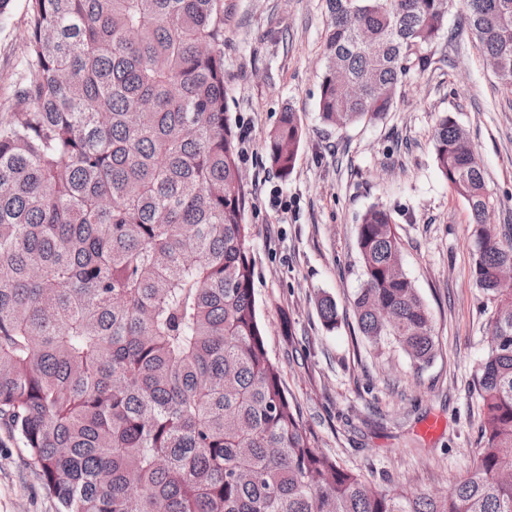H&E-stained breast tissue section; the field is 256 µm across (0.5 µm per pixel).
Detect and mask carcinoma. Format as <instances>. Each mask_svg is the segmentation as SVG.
Segmentation results:
<instances>
[{
  "label": "carcinoma",
  "mask_w": 512,
  "mask_h": 512,
  "mask_svg": "<svg viewBox=\"0 0 512 512\" xmlns=\"http://www.w3.org/2000/svg\"><path fill=\"white\" fill-rule=\"evenodd\" d=\"M512 92V0H461ZM456 0H326L319 118L389 112ZM224 0H29L0 113V420L62 512H512V236L449 113L434 160L471 215V275L495 301L477 364L480 447L445 493L377 488L316 448L258 319L238 134L226 112ZM282 113L267 159L294 169ZM359 330L422 367L429 311L390 213L358 225ZM318 306L336 328V301Z\"/></svg>",
  "instance_id": "carcinoma-1"
}]
</instances>
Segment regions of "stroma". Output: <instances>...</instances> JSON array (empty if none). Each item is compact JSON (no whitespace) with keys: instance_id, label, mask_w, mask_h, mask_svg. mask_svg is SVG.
Segmentation results:
<instances>
[{"instance_id":"obj_1","label":"stroma","mask_w":512,"mask_h":512,"mask_svg":"<svg viewBox=\"0 0 512 512\" xmlns=\"http://www.w3.org/2000/svg\"><path fill=\"white\" fill-rule=\"evenodd\" d=\"M28 18V0H10L0 15V112L12 109ZM327 21L326 0H224L226 109L250 130L239 161L257 313L317 448L378 487L445 492L477 446L473 368L495 304L471 277L470 213L435 165L432 135L453 113L497 201L490 223L512 228V94L454 12L431 67L403 80L391 112L327 127L318 112ZM287 110L304 141L284 179L266 142ZM374 205L390 211L404 269L431 315L436 354L420 369L397 345L365 339L353 312L363 284L357 228ZM323 296L339 309L331 331L319 315ZM58 510L19 434L0 421V512Z\"/></svg>"}]
</instances>
